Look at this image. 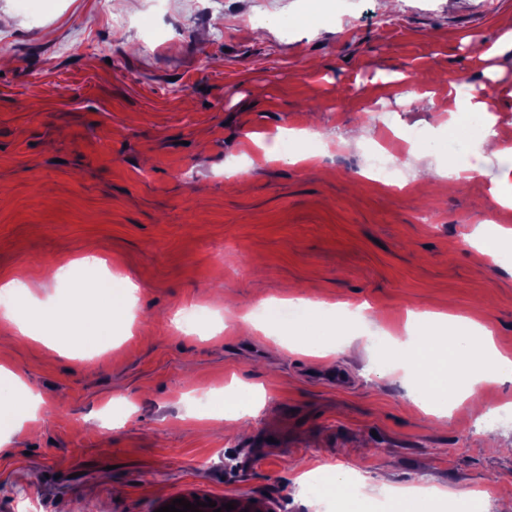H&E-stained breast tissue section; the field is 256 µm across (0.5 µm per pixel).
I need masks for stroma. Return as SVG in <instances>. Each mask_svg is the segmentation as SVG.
I'll use <instances>...</instances> for the list:
<instances>
[{"label": "stroma", "mask_w": 512, "mask_h": 512, "mask_svg": "<svg viewBox=\"0 0 512 512\" xmlns=\"http://www.w3.org/2000/svg\"><path fill=\"white\" fill-rule=\"evenodd\" d=\"M0 0V307L73 302L77 318L35 337L0 321V364L40 397L0 432V512H155L183 493L273 497L288 512H374L412 481L512 497V383L483 386L481 412L410 407L403 369L376 340L409 313L466 315L512 357V274L468 241L485 196L449 189L454 169L512 168L477 140L399 162L409 187L366 181L363 148L389 131L436 132L448 90L483 94L512 144V53L491 48L512 0ZM75 44L62 52L63 44ZM431 93L434 106L409 98ZM361 135L342 154L292 164L281 132ZM249 167L247 179L237 170ZM95 255L139 287L133 326L90 350L98 317L50 266ZM301 298L367 304L349 349L315 357L243 316ZM345 385H324V376ZM254 386L252 417L205 419L203 395ZM358 470L342 502L303 495L307 475Z\"/></svg>", "instance_id": "stroma-1"}]
</instances>
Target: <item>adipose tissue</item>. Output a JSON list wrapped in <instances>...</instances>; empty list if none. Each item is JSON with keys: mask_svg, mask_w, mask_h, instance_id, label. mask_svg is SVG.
<instances>
[{"mask_svg": "<svg viewBox=\"0 0 512 512\" xmlns=\"http://www.w3.org/2000/svg\"><path fill=\"white\" fill-rule=\"evenodd\" d=\"M448 97L455 113L448 123L443 148H451L475 135L493 153H501L502 143L487 132L486 100L463 92L458 86L449 91ZM137 289V284L128 277L110 272L101 276L96 296L107 319L82 326V345L92 346L108 339L112 317L119 315ZM407 331L409 348L401 359L408 365L415 390L411 402L417 409L429 408L445 415L469 400L482 384L512 382V359L498 351L490 332L469 318L432 313L413 315L408 319ZM21 385L14 372L0 367V427H19L34 417L37 396L31 391L25 400H17L14 390Z\"/></svg>", "mask_w": 512, "mask_h": 512, "instance_id": "obj_1", "label": "adipose tissue"}]
</instances>
